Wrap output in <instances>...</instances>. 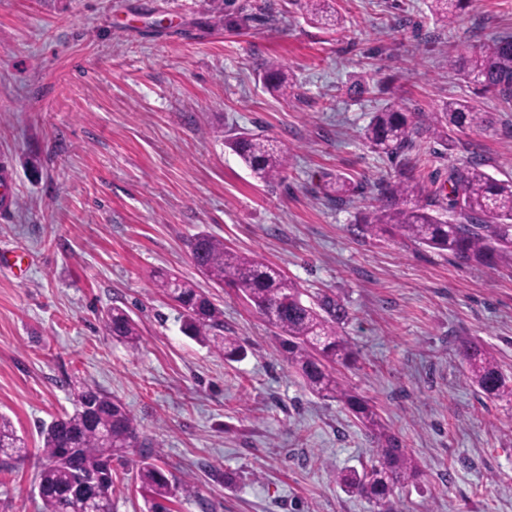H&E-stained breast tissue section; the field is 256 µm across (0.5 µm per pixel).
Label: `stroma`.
<instances>
[{
  "label": "stroma",
  "mask_w": 512,
  "mask_h": 512,
  "mask_svg": "<svg viewBox=\"0 0 512 512\" xmlns=\"http://www.w3.org/2000/svg\"><path fill=\"white\" fill-rule=\"evenodd\" d=\"M251 17L227 31L211 0H0V414L30 450L0 472V512H41L39 428L91 385L131 411L141 441L183 486L169 512H371L336 474L368 467L373 443L342 403L303 385L267 318L195 266L204 231L278 267L307 297L347 307L355 362L340 381L374 404L422 474L396 490L397 512H512V403L468 376L461 342L496 355L512 377V254L457 262L396 234H359L358 213L393 170L362 143L388 102L430 120L470 94L452 62L512 32V0H476L463 22L435 24L426 0H334L347 29L307 22L291 0H235ZM286 67L288 97L263 87ZM372 75L376 94L350 95ZM485 131L430 142L426 181L479 152L512 176V112ZM252 130L288 150L283 181L254 180L224 140ZM364 187L343 205L325 185ZM192 280L220 308L246 356L225 361L186 336L158 288ZM121 306L138 349L110 336ZM113 512H150L131 466L116 469Z\"/></svg>",
  "instance_id": "obj_1"
}]
</instances>
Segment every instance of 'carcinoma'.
Segmentation results:
<instances>
[{
	"mask_svg": "<svg viewBox=\"0 0 512 512\" xmlns=\"http://www.w3.org/2000/svg\"><path fill=\"white\" fill-rule=\"evenodd\" d=\"M473 0H427L436 23L450 28L472 6ZM306 18L333 31L342 29V19L329 0H303ZM220 20L229 31L247 28L249 18L239 15L234 0H224ZM453 66L473 85V95L443 103L427 127L417 125L415 114L397 103L373 112L364 128V145L378 156L396 163L397 175L377 186L374 204L360 214V233L376 237L392 231L411 242L447 253L464 262L488 265L494 257L512 251V177L498 179L486 170L476 151L448 170L447 184L427 189L415 176L426 167L423 132L447 143V129L487 130L492 122L478 98L490 96L504 111L512 109V34H502L479 50L453 61ZM265 88L275 96L287 97L294 89L285 68L270 63L264 75ZM225 144L266 184L283 178L288 151L264 134L243 131L228 137ZM358 191L355 183L338 174L328 184L327 197L342 204ZM198 270L215 284L236 289L257 311L270 318L276 340L303 386L322 398L338 399L377 443L376 459L370 467L337 473L336 483L373 507V512H392L394 488L421 475L413 455L382 423L376 407L346 390L336 377L335 365L355 359L351 339L341 333L348 311L337 299L323 295L313 303L302 300L297 283L282 272L246 253L233 250L224 241L197 233L188 242ZM160 287L182 310L183 331L201 342L214 343L226 361H239L246 350L236 336H220L222 313L197 286L176 277L164 278ZM106 324L112 338L135 346L140 340L138 325L120 306L107 311ZM470 379L488 396L512 402V380L503 373L496 356L488 349L468 343L460 347ZM75 409L51 422L41 431L40 470L36 482L43 512H75L73 491L84 490L99 498L112 512L114 479L101 476L108 461L123 462L137 447L139 435L127 406L90 386L74 393ZM26 444L11 421L0 415V469L10 470L24 461ZM135 479L152 496L153 512H167L164 502L175 486L144 454L135 462Z\"/></svg>",
	"mask_w": 512,
	"mask_h": 512,
	"instance_id": "carcinoma-1",
	"label": "carcinoma"
}]
</instances>
